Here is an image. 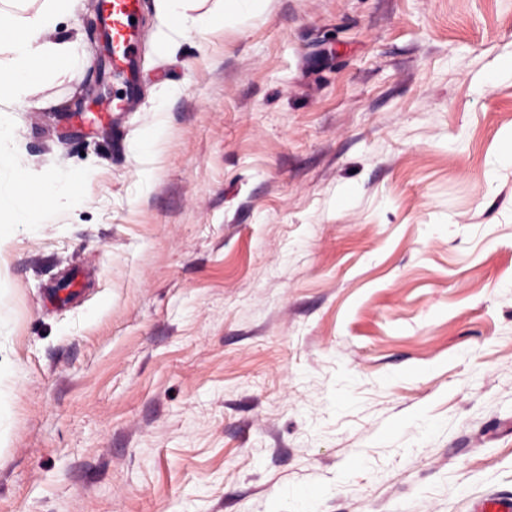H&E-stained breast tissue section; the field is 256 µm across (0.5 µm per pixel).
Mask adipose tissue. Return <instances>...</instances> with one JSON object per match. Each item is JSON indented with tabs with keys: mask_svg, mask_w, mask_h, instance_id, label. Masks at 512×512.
<instances>
[{
	"mask_svg": "<svg viewBox=\"0 0 512 512\" xmlns=\"http://www.w3.org/2000/svg\"><path fill=\"white\" fill-rule=\"evenodd\" d=\"M78 0H0V112L27 101L39 79L56 67L83 68L89 63L84 47L58 36L61 17L72 13ZM190 0H155V10L165 37L187 26L205 28L214 23L242 25L266 11L271 0H224L218 13L193 16ZM8 169L12 186L10 204L0 203V223H29L32 201L44 199L46 186L37 182L29 168L16 159H0Z\"/></svg>",
	"mask_w": 512,
	"mask_h": 512,
	"instance_id": "ef3b65f1",
	"label": "adipose tissue"
}]
</instances>
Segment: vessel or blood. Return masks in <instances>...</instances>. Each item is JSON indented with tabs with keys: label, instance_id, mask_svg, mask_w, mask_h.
Masks as SVG:
<instances>
[{
	"label": "vessel or blood",
	"instance_id": "obj_1",
	"mask_svg": "<svg viewBox=\"0 0 512 512\" xmlns=\"http://www.w3.org/2000/svg\"><path fill=\"white\" fill-rule=\"evenodd\" d=\"M142 0H103L100 28L113 77L122 80L120 96L91 108V115L105 119L113 112L131 110L139 97V49L144 38Z\"/></svg>",
	"mask_w": 512,
	"mask_h": 512
}]
</instances>
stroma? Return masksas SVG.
<instances>
[{
    "mask_svg": "<svg viewBox=\"0 0 512 512\" xmlns=\"http://www.w3.org/2000/svg\"><path fill=\"white\" fill-rule=\"evenodd\" d=\"M0 114V512L512 497V0H273ZM83 174L77 191L62 192ZM0 166L9 170L12 186L11 203L5 206L0 200V229L4 225L29 224L33 215L30 201L43 200L49 190L37 182L29 168L17 159L1 157Z\"/></svg>",
    "mask_w": 512,
    "mask_h": 512,
    "instance_id": "stroma-1",
    "label": "stroma"
}]
</instances>
